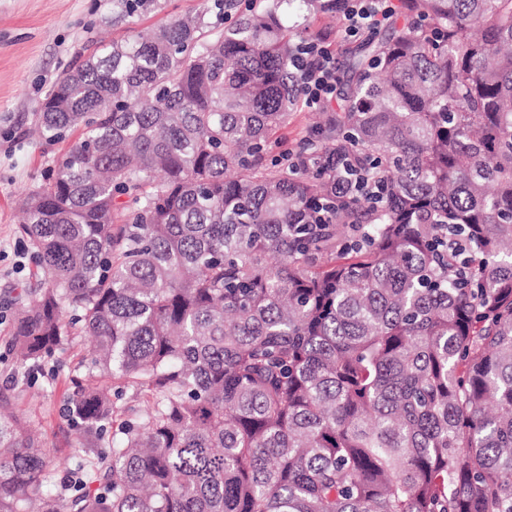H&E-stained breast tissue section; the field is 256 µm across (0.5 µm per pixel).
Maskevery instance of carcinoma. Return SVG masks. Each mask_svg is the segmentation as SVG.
Segmentation results:
<instances>
[{
  "instance_id": "carcinoma-1",
  "label": "carcinoma",
  "mask_w": 512,
  "mask_h": 512,
  "mask_svg": "<svg viewBox=\"0 0 512 512\" xmlns=\"http://www.w3.org/2000/svg\"><path fill=\"white\" fill-rule=\"evenodd\" d=\"M289 8L342 0L215 35L203 10L52 83L42 135L81 134L24 198L42 278L9 352L94 339L70 512H512V0H398L274 155ZM130 387L147 408L103 447ZM48 478L0 391V512H65Z\"/></svg>"
}]
</instances>
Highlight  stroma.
Segmentation results:
<instances>
[{
  "label": "stroma",
  "mask_w": 512,
  "mask_h": 512,
  "mask_svg": "<svg viewBox=\"0 0 512 512\" xmlns=\"http://www.w3.org/2000/svg\"><path fill=\"white\" fill-rule=\"evenodd\" d=\"M207 0H161L159 10L112 20V0H0V385L13 384L14 407L44 442L50 482L60 504L71 494L61 481L82 456V432L65 418L73 381L86 375L91 341L73 337L42 373L7 354L10 300L35 285L33 254L18 231L21 198L43 181L70 147L35 135L37 116L54 78L115 41L206 7Z\"/></svg>",
  "instance_id": "obj_1"
}]
</instances>
